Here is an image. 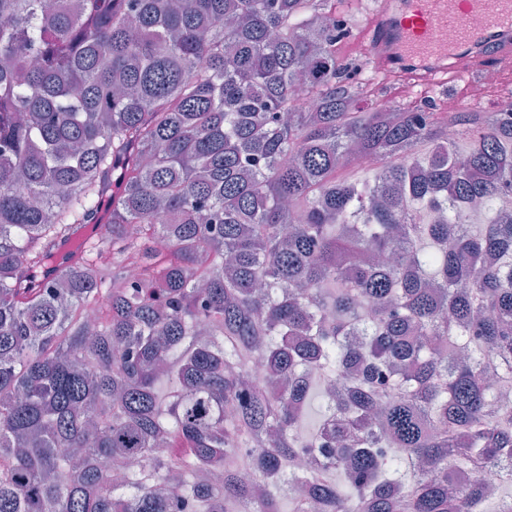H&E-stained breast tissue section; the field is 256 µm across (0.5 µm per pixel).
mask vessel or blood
Returning a JSON list of instances; mask_svg holds the SVG:
<instances>
[{
	"label": "vessel or blood",
	"mask_w": 512,
	"mask_h": 512,
	"mask_svg": "<svg viewBox=\"0 0 512 512\" xmlns=\"http://www.w3.org/2000/svg\"><path fill=\"white\" fill-rule=\"evenodd\" d=\"M360 40L367 61L407 87H430L494 68L512 79V0H375ZM453 30L454 39L443 38Z\"/></svg>",
	"instance_id": "obj_1"
}]
</instances>
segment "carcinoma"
I'll return each mask as SVG.
<instances>
[{"instance_id": "obj_1", "label": "carcinoma", "mask_w": 512, "mask_h": 512, "mask_svg": "<svg viewBox=\"0 0 512 512\" xmlns=\"http://www.w3.org/2000/svg\"><path fill=\"white\" fill-rule=\"evenodd\" d=\"M0 17V512H504L512 112L368 104L331 0Z\"/></svg>"}]
</instances>
